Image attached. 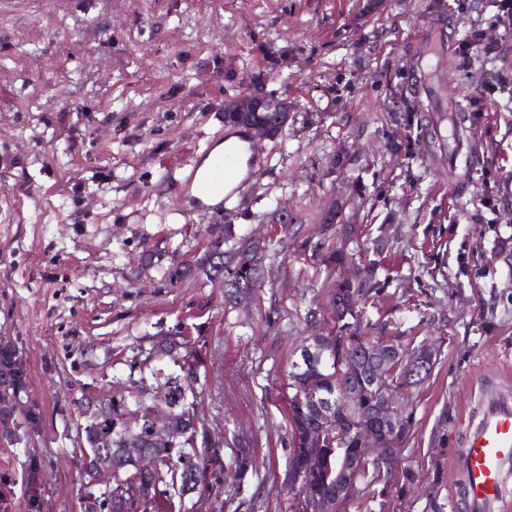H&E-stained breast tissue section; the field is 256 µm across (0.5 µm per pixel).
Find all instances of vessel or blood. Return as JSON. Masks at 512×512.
I'll return each instance as SVG.
<instances>
[{
  "label": "vessel or blood",
  "instance_id": "obj_1",
  "mask_svg": "<svg viewBox=\"0 0 512 512\" xmlns=\"http://www.w3.org/2000/svg\"><path fill=\"white\" fill-rule=\"evenodd\" d=\"M239 149L225 148L187 186L200 209L243 189ZM459 490L467 512H512V395L491 389L479 398L463 434Z\"/></svg>",
  "mask_w": 512,
  "mask_h": 512
}]
</instances>
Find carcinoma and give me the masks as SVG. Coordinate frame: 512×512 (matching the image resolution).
I'll use <instances>...</instances> for the list:
<instances>
[{"instance_id":"carcinoma-1","label":"carcinoma","mask_w":512,"mask_h":512,"mask_svg":"<svg viewBox=\"0 0 512 512\" xmlns=\"http://www.w3.org/2000/svg\"><path fill=\"white\" fill-rule=\"evenodd\" d=\"M234 99L233 95L224 99V124L278 136L273 113L235 112ZM384 119L422 129L438 148L447 146V136L441 133L440 126L418 111L388 112ZM211 236L210 246L200 257L189 264L167 267L161 271V279L176 286L202 272L212 287L226 293L238 295L260 289L264 268L257 266L258 249L247 236L229 222L212 226ZM299 248L313 267L330 274L351 258L349 252L324 240L306 238L300 241ZM382 287L377 264L372 261L364 283L354 286L342 281L328 289L326 300L336 305L333 324L319 322L312 309L305 314V325L310 329L305 340L327 345L331 354L322 364L307 362L302 353L291 362L285 394L289 426L286 467L303 473L305 496L299 500L294 494L289 496L286 512H337L336 496L356 476L361 478L364 490L355 502L356 508L396 512L400 496L393 495L391 501H385L388 486L398 483L403 488L419 480V473L411 467L396 472L381 452L373 458L370 470L352 468L358 447L352 426L371 417L378 398L372 388L364 390L365 397L353 404L344 402L343 395L349 386L367 383L371 378L374 364L366 356L365 347L377 339V334H385L386 327L370 322L361 302ZM201 340L200 336L184 335L179 328L168 332L151 348H141L124 357L122 364L128 373L123 379V397L101 402L100 410L92 413L88 412L87 395L74 400L84 421L76 425L71 438L72 456L85 467V494L108 505L105 512H141L135 489L144 483L159 486L166 495L155 512H191L192 505L185 495L204 477L195 467L196 458L201 455L208 456L209 481L221 509L235 503L246 506L249 512L264 508L259 490L249 491L248 474L253 464L248 451L234 448L226 440L224 447L230 453L210 454L205 426H193L191 410L198 401L195 387L199 386L201 370L207 367ZM345 362H353L355 367L340 376L336 366ZM161 387L179 397L168 426L157 429L147 421L129 423L127 415L143 407L150 390ZM311 395L332 406L331 438L320 448L305 441V435L322 424L318 410L309 401ZM0 410L13 417L14 432L8 438V446L26 449L25 459L19 461L20 469L11 474L0 473V512H39L38 502L47 488L41 479L42 454L31 450V446L43 416L28 399L23 351L16 341L5 336H0ZM172 433L180 434L181 440L172 441ZM143 455L154 457L158 467L153 471L140 469L138 460Z\"/></svg>"}]
</instances>
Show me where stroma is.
<instances>
[{"instance_id":"stroma-1","label":"stroma","mask_w":512,"mask_h":512,"mask_svg":"<svg viewBox=\"0 0 512 512\" xmlns=\"http://www.w3.org/2000/svg\"><path fill=\"white\" fill-rule=\"evenodd\" d=\"M366 4L0 0V336L23 348L57 512L78 510L73 397L123 372L116 351L150 347L179 324L206 340L202 423L235 435L266 512H285L283 391L306 329L295 314L323 306L326 289L298 244L334 202L357 230L350 271L364 265L358 246L389 242L376 257L384 286L367 300L368 318L438 350L413 391L402 462L423 480L402 512H423L433 489L444 512H464L454 461L462 423L482 383L512 381V91L479 80L487 69L512 73V18L497 0L461 10L447 0ZM432 22L444 42L436 110L458 112L478 94L489 103L467 130L480 163L461 183L449 174L454 151L383 119L413 101L402 82ZM475 31L481 50L460 54ZM272 47L287 50L290 79L267 84L287 89L296 112L283 140L253 145L263 165L224 211L242 233L284 236L288 246L267 258L257 304L228 314L205 275L168 288L161 270L209 244L214 219L190 203L185 178L224 139L225 72L249 76ZM271 200L286 202L289 235L261 221ZM269 308L279 316L266 325Z\"/></svg>"}]
</instances>
